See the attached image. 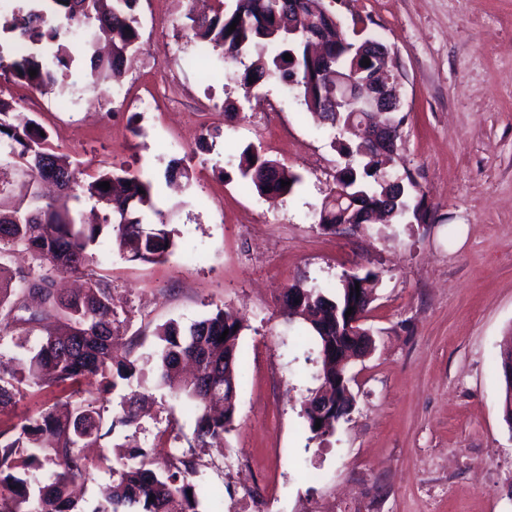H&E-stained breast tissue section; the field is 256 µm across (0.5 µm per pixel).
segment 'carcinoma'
I'll use <instances>...</instances> for the list:
<instances>
[{
    "mask_svg": "<svg viewBox=\"0 0 512 512\" xmlns=\"http://www.w3.org/2000/svg\"><path fill=\"white\" fill-rule=\"evenodd\" d=\"M138 3L111 0L106 7L103 0H34L3 26L26 50L10 60L0 52V72L41 94L57 93L73 62L68 45L79 41L91 53L86 87H104L139 49ZM316 12L333 15L325 0H233L231 5L215 0L209 15L188 9L181 29L203 46L212 68L227 69L243 52L254 50L256 57L242 78L244 87L265 76L292 83L301 89L307 111L330 125L332 145L347 162L322 203L320 227L371 224L382 204L390 207L391 222H418L423 218V194L413 175L407 171L401 183L390 186L382 180L374 150L355 132L368 114L336 102L333 88L323 80L327 70L369 78L377 63L361 65L363 58L352 46L371 38L357 29L347 33L339 20L327 23L319 32L323 54L312 57L306 26L294 21ZM234 21L236 29L231 31ZM286 54L292 60H284ZM31 69L36 76H30ZM43 131L41 124L14 114L12 104L0 98V166L9 165L24 177L15 190L0 180V257L22 248L58 273H76L98 262V253L110 240L129 261L167 262L178 244L155 206L151 180L124 168L100 170L82 180L70 155L41 136ZM238 171L264 194H289L301 182L253 144L241 151ZM283 180L290 185L281 187ZM105 181L108 190L99 187ZM82 195L103 205L100 222L85 224L72 214L67 199ZM148 213L158 220L159 241L141 246L138 231ZM354 281L370 294L376 274H347L331 295L302 283L290 285L283 295L289 318L303 319L312 332L319 358L313 395L336 382V365L326 362L324 354L336 347V318L347 310V288ZM86 284L78 292L64 293L54 288L49 276L18 278L0 262V332L24 339L21 356L0 360V412L15 406L26 389L57 392L52 404L0 430V512H74L70 482L94 466L81 449L98 446L139 419L140 395L135 391L123 398L111 420L104 418L105 396L117 388L118 380L134 376L137 360L129 351L117 355L126 342L112 307L111 283L90 273ZM293 298L298 303H291ZM243 330L241 320L217 308L185 331L173 322L158 327L159 350L146 356L156 363L159 385L172 382L183 363H193L201 373L177 386L193 405L199 446L223 440L233 420L235 405L228 404L219 414L211 405L215 399L224 401V378L238 380L239 358L224 367V349L239 353ZM89 376L97 379L93 389L84 388ZM112 472V487L93 512H199L201 490L189 480L194 468L188 452L160 444L151 452L130 448Z\"/></svg>",
    "mask_w": 512,
    "mask_h": 512,
    "instance_id": "carcinoma-1",
    "label": "carcinoma"
}]
</instances>
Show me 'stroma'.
Masks as SVG:
<instances>
[{
  "label": "stroma",
  "instance_id": "35a3bbf8",
  "mask_svg": "<svg viewBox=\"0 0 512 512\" xmlns=\"http://www.w3.org/2000/svg\"><path fill=\"white\" fill-rule=\"evenodd\" d=\"M153 2L138 4L141 48L112 97L80 84L43 95L0 77L85 173L124 166L154 184L175 254L153 265L107 250L91 267L111 281L136 354L156 349L157 326L185 329L219 307L247 323L223 446L194 448L187 399L153 374L119 382L106 414L138 389L152 407L137 430L91 449L97 464L74 480L80 507L90 512L111 484L123 446L149 450L160 435L194 449L199 512H238L259 488L265 512H512L500 365L512 335V0H334L345 28L364 23L393 58L404 121L387 170L414 175L426 219L332 231L317 224L342 164L332 131L283 81L245 92L254 52L202 76L200 44L158 30ZM146 96L151 109L137 110ZM250 143L301 184L272 198L242 181ZM174 160L189 176L170 189ZM368 270L379 276L365 322L374 348L350 371L349 414L317 437L301 410L318 358L282 294L299 281L333 291Z\"/></svg>",
  "mask_w": 512,
  "mask_h": 512
}]
</instances>
